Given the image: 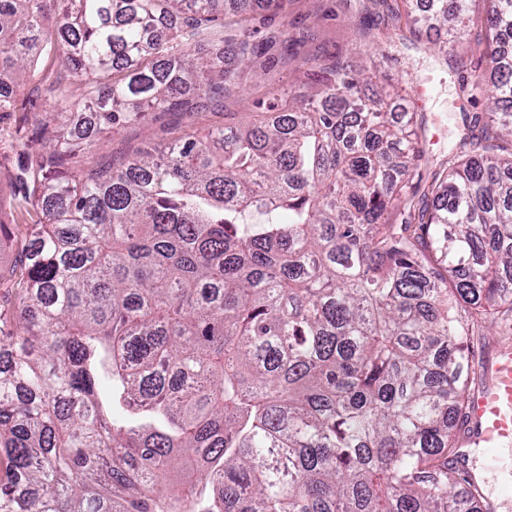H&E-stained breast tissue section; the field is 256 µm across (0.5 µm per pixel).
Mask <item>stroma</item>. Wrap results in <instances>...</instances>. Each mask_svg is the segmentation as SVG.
I'll list each match as a JSON object with an SVG mask.
<instances>
[{"mask_svg": "<svg viewBox=\"0 0 512 512\" xmlns=\"http://www.w3.org/2000/svg\"><path fill=\"white\" fill-rule=\"evenodd\" d=\"M427 0H285L281 12L254 21L259 33L281 27L298 42L289 50L288 63L273 62L268 81L247 78L239 93L226 98L223 108L186 116L179 112H153L146 121L127 126L96 143L93 161L125 155L141 141L158 142L185 134L204 136L217 126H243L259 122L253 99L282 85H301L314 90L325 58L359 64L372 61L376 77L372 90L387 92L403 88L399 109L414 114L420 128V146L426 162L419 174L431 181L432 163L446 159L458 141L467 116L486 111L488 102L471 97L468 84L484 68L490 37L488 18L492 0H469V22L458 37L446 30L417 24ZM53 59H42L34 74L18 88L15 111L0 115V139L5 140V169L15 168L24 154L42 142L38 89ZM40 217L16 209L0 214V237L10 245L0 250V268L20 272L23 249Z\"/></svg>", "mask_w": 512, "mask_h": 512, "instance_id": "1", "label": "stroma"}]
</instances>
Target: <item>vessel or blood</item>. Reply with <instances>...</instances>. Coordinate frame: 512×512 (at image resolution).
Wrapping results in <instances>:
<instances>
[{
  "label": "vessel or blood",
  "instance_id": "obj_1",
  "mask_svg": "<svg viewBox=\"0 0 512 512\" xmlns=\"http://www.w3.org/2000/svg\"><path fill=\"white\" fill-rule=\"evenodd\" d=\"M490 370L492 382L474 395L469 418L479 427L478 443L493 463L499 450L512 444V349H502Z\"/></svg>",
  "mask_w": 512,
  "mask_h": 512
}]
</instances>
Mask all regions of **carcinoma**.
Listing matches in <instances>:
<instances>
[{"instance_id": "obj_1", "label": "carcinoma", "mask_w": 512, "mask_h": 512, "mask_svg": "<svg viewBox=\"0 0 512 512\" xmlns=\"http://www.w3.org/2000/svg\"><path fill=\"white\" fill-rule=\"evenodd\" d=\"M283 2L0 0V112L59 60L9 201L42 220L0 313V512H490L452 431L475 325L512 336V67L487 55L488 112L418 208L400 96L339 60L314 95L256 100L258 125L106 165L69 130L219 105L241 66L288 60V29L242 25Z\"/></svg>"}]
</instances>
